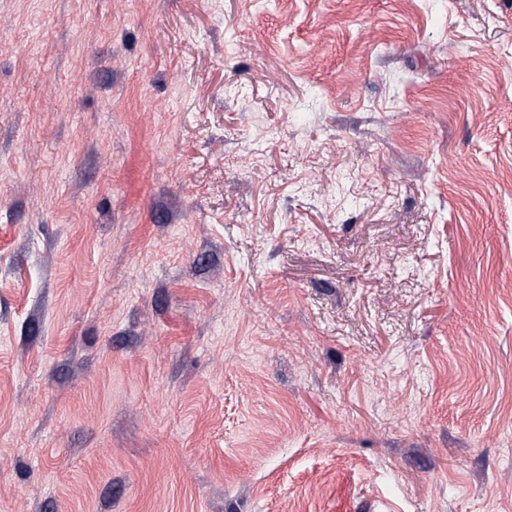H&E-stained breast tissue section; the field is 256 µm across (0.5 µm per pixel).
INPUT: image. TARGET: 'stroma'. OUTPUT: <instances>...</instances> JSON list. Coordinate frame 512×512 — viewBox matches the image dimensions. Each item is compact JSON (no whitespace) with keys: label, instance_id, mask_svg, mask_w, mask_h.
I'll use <instances>...</instances> for the list:
<instances>
[{"label":"stroma","instance_id":"35a3bbf8","mask_svg":"<svg viewBox=\"0 0 512 512\" xmlns=\"http://www.w3.org/2000/svg\"><path fill=\"white\" fill-rule=\"evenodd\" d=\"M512 512V0H0V512Z\"/></svg>","mask_w":512,"mask_h":512}]
</instances>
